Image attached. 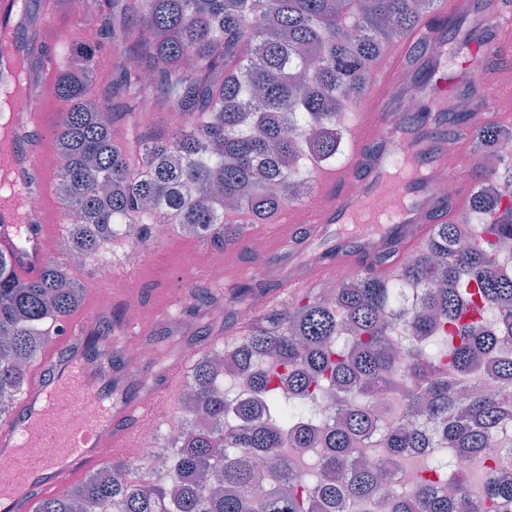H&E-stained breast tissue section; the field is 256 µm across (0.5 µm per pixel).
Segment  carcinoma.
I'll use <instances>...</instances> for the list:
<instances>
[{
	"mask_svg": "<svg viewBox=\"0 0 512 512\" xmlns=\"http://www.w3.org/2000/svg\"><path fill=\"white\" fill-rule=\"evenodd\" d=\"M439 0H89L117 60L115 91L136 109L150 91L164 93L159 127L131 140L113 127L112 105L92 92L97 46L62 54L57 77L63 111L53 121L65 158L56 175L67 220L66 248L33 279L18 277L0 252V418L9 415L47 328L79 310L84 288L70 275L69 254L88 256L121 235L150 240L165 203L166 224L227 250L247 225L224 221L246 211L277 215L313 189L315 169L345 153L347 103L361 98L367 69L384 45L433 17ZM446 42L464 43L461 22L445 23ZM176 111L173 126L168 112ZM481 156L499 154L506 134L469 122ZM478 187L458 219L435 225L425 252L399 277L369 269L336 284L332 298L310 292L287 309L255 317L243 340L224 346L241 398L213 385L208 352L192 369L194 402L183 433L158 449L167 462L152 478L114 461L39 512H344L371 499L386 472L409 457L423 467L384 512H512V479L481 466L495 444L512 461V161ZM137 226L134 235L121 225ZM496 389L473 392L480 368ZM379 397L390 406L373 413ZM323 399L336 420L314 412ZM324 451L308 480L296 483L297 448ZM468 455L482 474L479 490L440 495L457 480L446 449ZM256 455L277 465L271 488L253 495Z\"/></svg>",
	"mask_w": 512,
	"mask_h": 512,
	"instance_id": "obj_1",
	"label": "carcinoma"
}]
</instances>
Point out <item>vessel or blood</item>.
<instances>
[{
    "label": "vessel or blood",
    "mask_w": 512,
    "mask_h": 512,
    "mask_svg": "<svg viewBox=\"0 0 512 512\" xmlns=\"http://www.w3.org/2000/svg\"><path fill=\"white\" fill-rule=\"evenodd\" d=\"M449 8L472 17L475 30L472 40L456 52V69L433 66L423 84L407 87L404 66L410 44L441 36L426 26L410 33L405 43L385 49L371 68L347 161L320 171L319 189L311 204L281 211L271 224L256 227V234L272 243L281 242L298 224L315 237L323 236L330 224L354 227L350 233L337 232L327 262L289 271L279 295L295 296L336 269L347 276L354 274L361 268L362 256L375 253L378 243L390 240L397 229L401 237L391 262L373 267L376 274L392 277L409 255L430 240L435 225L451 222L465 207L466 145L436 140L428 130L401 123L400 97L408 90L433 111L446 112L455 91L477 78L489 92L480 101L477 115L512 107V82L499 80L483 65L495 48L512 45V14L499 7L497 0H485L479 9L472 0H451ZM57 43V37L42 36L48 60L16 95L19 109L10 115L16 136L0 142V171L11 174L10 189L33 190L41 202L38 209L27 212L16 203H0V251L11 258L15 273L27 278L38 276L53 255L58 232L55 169L45 127L48 91L60 67ZM452 155L458 160L454 171L458 192L448 200L430 173L445 166ZM27 173L34 175L33 185L24 183ZM353 181L360 187L359 194L348 191ZM125 287L120 278L97 279L90 295L96 302L107 295L118 299ZM88 327L89 317L81 312L52 328L29 367L14 409L0 421V503L10 512H37L43 499L63 494L105 464L107 456L99 452L97 440H106L116 455L138 448L145 427L159 418L155 399L171 398L178 388L180 375L175 372L156 397L116 396L111 377L102 369L111 346L101 341L88 345Z\"/></svg>",
    "instance_id": "obj_1"
}]
</instances>
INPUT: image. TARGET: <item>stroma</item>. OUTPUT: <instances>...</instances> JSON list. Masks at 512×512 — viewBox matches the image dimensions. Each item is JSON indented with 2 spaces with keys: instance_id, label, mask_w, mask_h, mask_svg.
Listing matches in <instances>:
<instances>
[{
  "instance_id": "obj_1",
  "label": "stroma",
  "mask_w": 512,
  "mask_h": 512,
  "mask_svg": "<svg viewBox=\"0 0 512 512\" xmlns=\"http://www.w3.org/2000/svg\"><path fill=\"white\" fill-rule=\"evenodd\" d=\"M324 248V243L313 240L308 229L301 225L295 227L292 239L275 248L249 234L240 245L225 251L227 274L222 282L215 283L198 275L207 265L211 245L172 227L163 239L144 249L130 248L120 237L107 239L87 258L85 265L72 268L71 275L81 285H88L95 279L98 265L104 262L110 263L115 273H132L131 285L145 325L141 337L167 352L166 363L143 360L140 380L124 381L127 360L121 343L128 333L124 303H113L111 312L93 316L91 333L114 345L111 356L114 388L126 396L143 395L164 383L170 369L180 365L183 353L191 351L199 356L223 346L224 342L243 339L238 288L254 281L260 267L286 268L302 260L305 254L320 253ZM178 313L193 319L195 327L190 335L176 333L173 317Z\"/></svg>"
}]
</instances>
